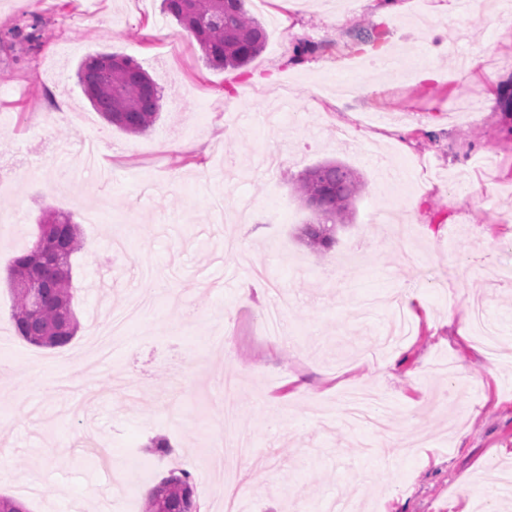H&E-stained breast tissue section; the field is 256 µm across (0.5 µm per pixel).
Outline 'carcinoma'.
<instances>
[{
	"mask_svg": "<svg viewBox=\"0 0 512 512\" xmlns=\"http://www.w3.org/2000/svg\"><path fill=\"white\" fill-rule=\"evenodd\" d=\"M162 11L174 19L201 47L209 64L242 68L265 47L266 32L245 9V0H163ZM42 18L15 26L0 37V48L43 39ZM78 79L93 107L112 125L130 134L150 129L159 117L161 94L151 78L132 58L89 55L79 65ZM360 177L347 166L329 161L307 169L297 192L313 219L299 228L298 237L314 252L326 251L335 241L337 227L351 221L354 204L363 190ZM83 248L72 216L43 212L35 240L12 261L9 280L32 278L41 289V304L31 310L27 295L11 289L13 325L17 336L39 346L68 345L77 331L73 310L70 261L56 262L50 254L71 257ZM145 512H199L189 472H171L154 487Z\"/></svg>",
	"mask_w": 512,
	"mask_h": 512,
	"instance_id": "1",
	"label": "carcinoma"
}]
</instances>
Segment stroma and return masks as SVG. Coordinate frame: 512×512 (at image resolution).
Listing matches in <instances>:
<instances>
[{
  "mask_svg": "<svg viewBox=\"0 0 512 512\" xmlns=\"http://www.w3.org/2000/svg\"><path fill=\"white\" fill-rule=\"evenodd\" d=\"M448 0H246L265 28L246 68L209 65L162 0H0V32L42 16L40 50L0 52V495L28 512H142L133 480L191 473L200 512H224V376L253 458L238 475L252 512H512V35L449 15ZM384 32L415 78L355 73L357 29ZM315 44L310 54L297 47ZM133 58L161 93L146 133L109 125L78 82L95 53ZM338 161L365 188L336 243L296 237L310 213L295 184ZM40 176L30 178L29 163ZM73 188L52 187L58 171ZM226 197L223 222L205 199ZM72 214L79 322L63 348L16 335L5 278L43 210ZM262 296L244 302L247 288ZM284 331L253 338L275 300ZM480 307L496 356L457 328ZM233 346L224 363L213 337ZM398 366L380 374V362ZM452 362L455 389L431 375ZM390 404L385 427L321 425L347 388ZM166 437L172 452L149 456ZM55 455H44L47 445Z\"/></svg>",
  "mask_w": 512,
  "mask_h": 512,
  "instance_id": "obj_1",
  "label": "stroma"
}]
</instances>
